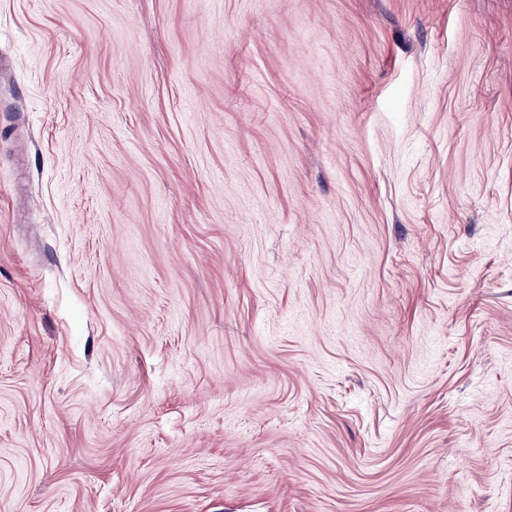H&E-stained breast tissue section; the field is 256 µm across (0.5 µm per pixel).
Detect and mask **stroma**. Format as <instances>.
<instances>
[{
    "mask_svg": "<svg viewBox=\"0 0 512 512\" xmlns=\"http://www.w3.org/2000/svg\"><path fill=\"white\" fill-rule=\"evenodd\" d=\"M0 512H512V0H0Z\"/></svg>",
    "mask_w": 512,
    "mask_h": 512,
    "instance_id": "stroma-1",
    "label": "stroma"
}]
</instances>
